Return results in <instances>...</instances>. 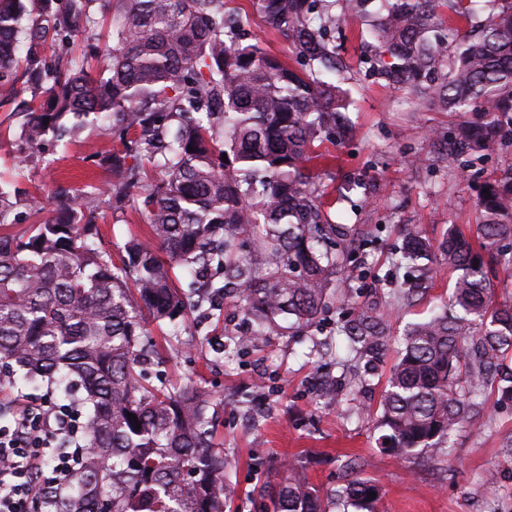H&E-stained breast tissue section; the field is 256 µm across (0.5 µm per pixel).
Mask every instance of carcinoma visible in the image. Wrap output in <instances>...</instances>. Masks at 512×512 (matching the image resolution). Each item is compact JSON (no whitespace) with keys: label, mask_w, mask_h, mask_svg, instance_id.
<instances>
[{"label":"carcinoma","mask_w":512,"mask_h":512,"mask_svg":"<svg viewBox=\"0 0 512 512\" xmlns=\"http://www.w3.org/2000/svg\"><path fill=\"white\" fill-rule=\"evenodd\" d=\"M443 1L448 17L470 23L461 37L448 30L451 53L436 36ZM493 2L478 17L473 0H378L368 29L388 86L417 106L484 116L457 127L450 158L494 153L512 133V0ZM250 4L299 67L244 41L248 15L225 13L224 0H0V104L24 116L19 153L88 128L117 136L107 156L83 144L112 172L114 209L142 200L151 236L130 238L116 263L96 246L85 194L0 187V368L16 383L55 386L82 418L86 452L57 512L227 507L211 394L156 385L144 370L161 358L151 327L177 330L191 307L177 270L205 274L212 300L250 318L240 346L313 325L346 282L356 238L328 222L306 167L315 142L349 133L348 94L322 79L336 68L327 36L340 17L326 0ZM481 188L479 248L454 227L437 247L408 228L392 257L419 268L408 297L437 273L435 250L457 272L448 306L406 333L379 403L378 445L396 456L449 443L484 387L512 401V307L494 303L483 255L512 240V164ZM20 206L40 216L21 235L12 232ZM341 332L349 352L384 346L385 323L368 308ZM378 497L351 478L336 505L374 512ZM269 500L270 512H326L295 463Z\"/></svg>","instance_id":"cac0c4a2"}]
</instances>
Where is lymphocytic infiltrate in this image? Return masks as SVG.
I'll return each instance as SVG.
<instances>
[{"instance_id": "1", "label": "lymphocytic infiltrate", "mask_w": 512, "mask_h": 512, "mask_svg": "<svg viewBox=\"0 0 512 512\" xmlns=\"http://www.w3.org/2000/svg\"><path fill=\"white\" fill-rule=\"evenodd\" d=\"M76 430L50 398H17L0 424V512H53L68 488L81 449L68 447Z\"/></svg>"}]
</instances>
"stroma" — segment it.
Listing matches in <instances>:
<instances>
[{"label":"stroma","instance_id":"stroma-1","mask_svg":"<svg viewBox=\"0 0 512 512\" xmlns=\"http://www.w3.org/2000/svg\"><path fill=\"white\" fill-rule=\"evenodd\" d=\"M364 25L349 16L336 33L338 77L351 97L353 132L346 140L323 141L333 160L318 179L330 194L331 223L369 231L356 251L349 282L312 327L301 333L274 334L255 347L238 348L245 334L242 313L212 316L202 303L180 336L158 334L162 364L150 374L171 382L194 383L211 391L219 424L216 441L224 452V478L234 491L230 512H266L259 488L272 481L281 464L304 466L323 497L345 480L344 466L378 486V512H512V405L501 407L493 388L478 396L479 412L455 429L445 454L418 453L400 458L380 451L375 409L402 347L406 327L446 305L454 274L440 269L423 298L397 302L398 288L416 272L391 263L405 226L415 225L441 242L449 226L474 236L479 222L477 183L472 169L492 173L512 163V144L498 153L445 158L453 126L437 106L415 108L409 99L377 78L366 59ZM21 119L0 107V184L46 192L106 186L112 175L88 159L83 143H61L45 154L19 160L13 138ZM98 247L120 255L131 236H146L139 210L113 211L107 195L91 209ZM372 306L388 325L384 350L333 364L325 348L344 351L338 327L359 307ZM336 387L339 402L326 404L318 384Z\"/></svg>","mask_w":512,"mask_h":512}]
</instances>
